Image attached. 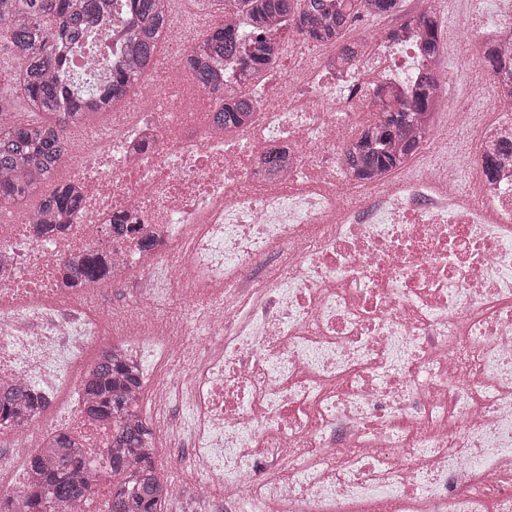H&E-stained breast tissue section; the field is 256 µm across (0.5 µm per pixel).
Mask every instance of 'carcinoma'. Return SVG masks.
<instances>
[{"instance_id": "1", "label": "carcinoma", "mask_w": 512, "mask_h": 512, "mask_svg": "<svg viewBox=\"0 0 512 512\" xmlns=\"http://www.w3.org/2000/svg\"><path fill=\"white\" fill-rule=\"evenodd\" d=\"M112 0H0V54L17 62L9 75L16 98L0 95V204L19 207L43 186L50 189L39 209L40 224H71L83 207L77 184L52 183L70 142L68 133L98 115L112 111L144 74L157 53L160 34L168 29L169 0H131L122 9L134 15L139 34L136 59L103 57L102 77L81 80L71 72L76 53L92 43L98 15ZM401 0H239L240 27L225 23L208 30L198 41L190 68L198 84L217 100L216 118L231 129L240 126L252 108L251 84L265 78L281 54L277 29L285 19L309 43L340 46V62H350L360 44L345 43L347 31L362 15H393ZM419 34L418 53L431 59L440 51L438 21L423 12L391 29L389 38L404 40L407 30ZM239 59L236 82L226 83L215 69L217 61ZM377 122L364 128L348 149L349 166L358 178L395 169L414 152L418 136L407 133L415 115L437 105V88L422 77L411 102L382 92ZM108 259L88 253L79 264L63 266L65 278L76 286L104 276ZM139 385L137 369L117 353L95 361L83 377L84 413L115 426L106 446L112 474L110 500L96 502L98 465L86 460L64 433L30 457L29 483L16 496H0V512H160L158 502L168 482L155 468L156 441L145 426L132 422L131 394ZM44 397L22 384H0V426L21 428L42 406Z\"/></svg>"}]
</instances>
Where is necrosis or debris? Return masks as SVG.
I'll return each instance as SVG.
<instances>
[{
	"mask_svg": "<svg viewBox=\"0 0 512 512\" xmlns=\"http://www.w3.org/2000/svg\"><path fill=\"white\" fill-rule=\"evenodd\" d=\"M468 4L453 56L491 85L512 0ZM390 28L377 18L344 70L338 46L288 37L302 66L224 132L186 79L195 38L171 25L157 71L65 160L76 223L45 237L0 211V381L45 396L28 427L0 428V493L23 490L57 428L99 458L108 432L79 386L89 351L114 349L140 365L137 418L179 450L162 512H512V113L471 144L475 184L421 165L448 151L435 121L420 156L356 181L346 151L379 87L408 98L432 75L441 111L471 123L448 102L452 55L423 61ZM88 249L111 253V278L67 287L63 262ZM107 288L131 318L100 308Z\"/></svg>",
	"mask_w": 512,
	"mask_h": 512,
	"instance_id": "4bbe7bcc",
	"label": "necrosis or debris"
}]
</instances>
